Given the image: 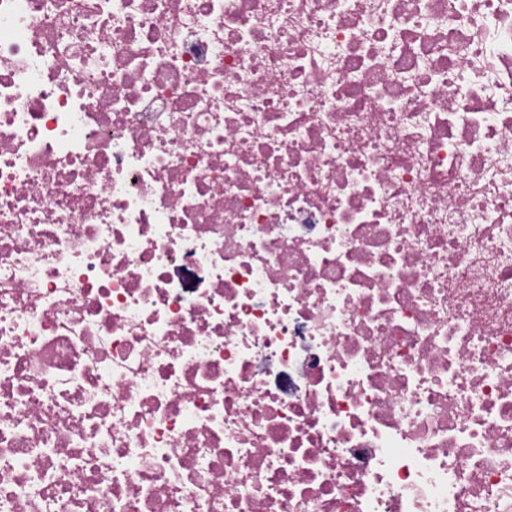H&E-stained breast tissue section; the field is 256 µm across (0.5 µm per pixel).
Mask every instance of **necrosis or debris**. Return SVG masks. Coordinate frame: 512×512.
Segmentation results:
<instances>
[{"label": "necrosis or debris", "mask_w": 512, "mask_h": 512, "mask_svg": "<svg viewBox=\"0 0 512 512\" xmlns=\"http://www.w3.org/2000/svg\"><path fill=\"white\" fill-rule=\"evenodd\" d=\"M0 512H512V0H0Z\"/></svg>", "instance_id": "necrosis-or-debris-1"}]
</instances>
